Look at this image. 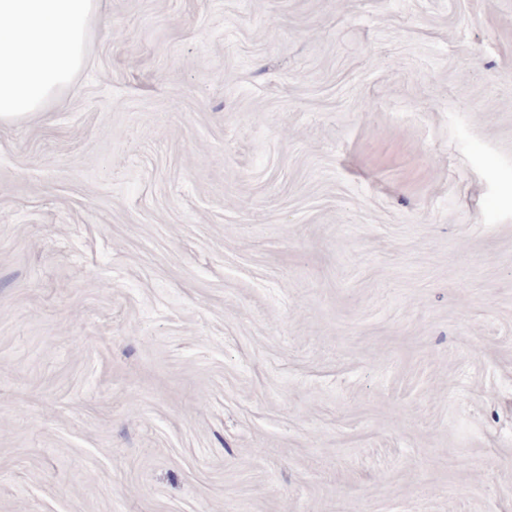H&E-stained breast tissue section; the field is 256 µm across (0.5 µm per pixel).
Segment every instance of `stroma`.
<instances>
[{
    "label": "stroma",
    "mask_w": 512,
    "mask_h": 512,
    "mask_svg": "<svg viewBox=\"0 0 512 512\" xmlns=\"http://www.w3.org/2000/svg\"><path fill=\"white\" fill-rule=\"evenodd\" d=\"M86 51L0 124V512H512V0Z\"/></svg>",
    "instance_id": "obj_1"
}]
</instances>
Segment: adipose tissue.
I'll return each mask as SVG.
<instances>
[{"label":"adipose tissue","mask_w":512,"mask_h":512,"mask_svg":"<svg viewBox=\"0 0 512 512\" xmlns=\"http://www.w3.org/2000/svg\"><path fill=\"white\" fill-rule=\"evenodd\" d=\"M100 0H0V123L44 111L85 62Z\"/></svg>","instance_id":"ef3b65f1"}]
</instances>
